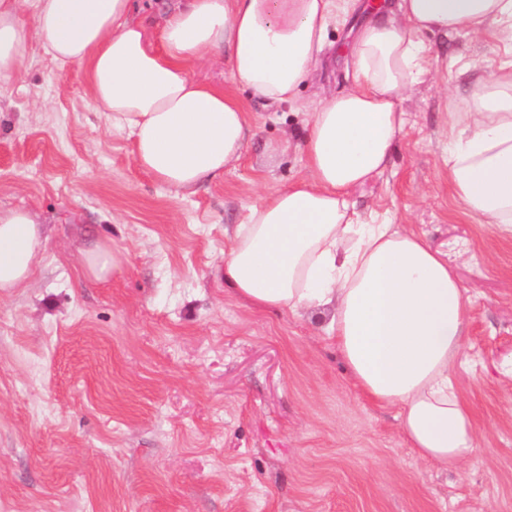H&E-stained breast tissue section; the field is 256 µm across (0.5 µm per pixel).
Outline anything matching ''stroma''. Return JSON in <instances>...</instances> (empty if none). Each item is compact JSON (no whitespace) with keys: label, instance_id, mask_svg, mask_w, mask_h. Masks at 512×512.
I'll list each match as a JSON object with an SVG mask.
<instances>
[{"label":"stroma","instance_id":"stroma-1","mask_svg":"<svg viewBox=\"0 0 512 512\" xmlns=\"http://www.w3.org/2000/svg\"><path fill=\"white\" fill-rule=\"evenodd\" d=\"M350 23L331 27L296 104L266 105L220 65L255 133L222 179L178 196L142 171L83 71L33 44L0 82V207L41 223L28 285L0 292V512H512V235L448 184V101L471 107L496 41L425 34L435 61L404 96L386 170L351 197L366 221L423 235L468 299L458 384L477 421L460 472L418 457L398 411L367 398L321 316L253 309L224 282V230L306 174L309 112L347 85ZM120 258L90 278L83 250Z\"/></svg>","mask_w":512,"mask_h":512}]
</instances>
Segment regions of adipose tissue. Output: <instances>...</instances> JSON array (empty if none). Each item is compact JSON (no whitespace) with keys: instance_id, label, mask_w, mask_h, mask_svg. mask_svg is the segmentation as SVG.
<instances>
[{"instance_id":"obj_1","label":"adipose tissue","mask_w":512,"mask_h":512,"mask_svg":"<svg viewBox=\"0 0 512 512\" xmlns=\"http://www.w3.org/2000/svg\"><path fill=\"white\" fill-rule=\"evenodd\" d=\"M133 0H0V81L33 42L85 73L114 129L134 139L137 165L175 192L222 177L251 132L244 106L195 80L227 64L233 83L268 105L294 102L318 69L330 26L351 30L347 87L303 127L306 177L265 192L224 251L232 293L260 309L329 312L360 390L397 408L422 459L457 471L476 451V418L456 383L468 303L446 255L412 231L366 222L352 189L380 174L406 126L403 93L425 71L420 35L462 31L501 43L474 108L449 115L448 182L466 211L512 234V0H176L155 30ZM47 239L29 212L0 210V290L24 287Z\"/></svg>"}]
</instances>
